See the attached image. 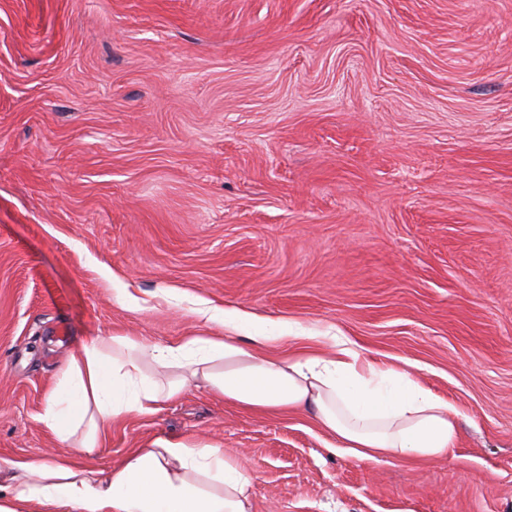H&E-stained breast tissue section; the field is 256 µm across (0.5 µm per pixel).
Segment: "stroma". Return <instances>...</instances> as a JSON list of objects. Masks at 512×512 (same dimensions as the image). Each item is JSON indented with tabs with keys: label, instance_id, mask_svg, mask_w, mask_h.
Returning a JSON list of instances; mask_svg holds the SVG:
<instances>
[{
	"label": "stroma",
	"instance_id": "obj_1",
	"mask_svg": "<svg viewBox=\"0 0 512 512\" xmlns=\"http://www.w3.org/2000/svg\"><path fill=\"white\" fill-rule=\"evenodd\" d=\"M224 308L415 364L455 452L359 462L192 388L92 466L180 439L252 512H512V0H0V460L67 455L81 338Z\"/></svg>",
	"mask_w": 512,
	"mask_h": 512
}]
</instances>
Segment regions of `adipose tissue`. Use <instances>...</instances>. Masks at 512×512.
<instances>
[{"mask_svg":"<svg viewBox=\"0 0 512 512\" xmlns=\"http://www.w3.org/2000/svg\"><path fill=\"white\" fill-rule=\"evenodd\" d=\"M211 320L221 335L153 346L119 335L81 342L41 417L78 453L0 462V512H252V476L217 446L159 438L110 470L88 464L115 420L157 414L190 387L259 414H307L359 461L438 459L455 449L456 406L408 366L376 364L338 340L328 354L273 357L267 348L307 329L239 309Z\"/></svg>","mask_w":512,"mask_h":512,"instance_id":"obj_1","label":"adipose tissue"}]
</instances>
